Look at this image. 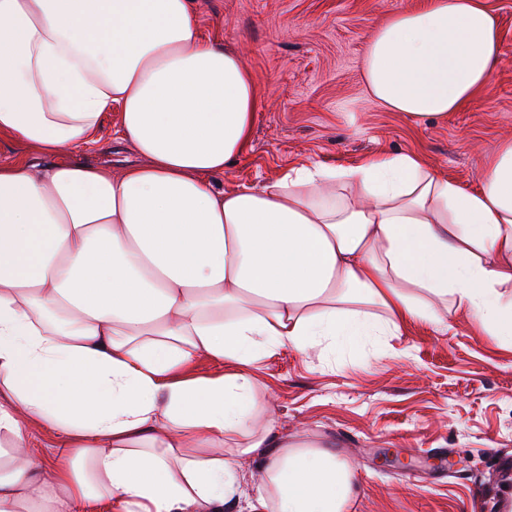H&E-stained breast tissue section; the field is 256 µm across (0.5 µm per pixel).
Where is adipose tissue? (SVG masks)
<instances>
[{"label":"adipose tissue","mask_w":512,"mask_h":512,"mask_svg":"<svg viewBox=\"0 0 512 512\" xmlns=\"http://www.w3.org/2000/svg\"><path fill=\"white\" fill-rule=\"evenodd\" d=\"M499 52L483 0H424L374 32L362 75L440 120ZM112 110L139 157L117 172L87 154ZM256 110L191 0H0V141L20 151L0 163V512H348L354 463L262 422L253 366L453 312L512 344V140L472 190L416 152L220 189ZM202 357L226 372L194 375ZM30 433V442L34 447L35 455L39 459L49 462L54 453V448H52L54 446L53 434L39 427H33Z\"/></svg>","instance_id":"ef3b65f1"}]
</instances>
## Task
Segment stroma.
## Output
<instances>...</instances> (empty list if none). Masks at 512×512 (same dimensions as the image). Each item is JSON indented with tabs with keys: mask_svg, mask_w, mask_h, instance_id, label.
<instances>
[{
	"mask_svg": "<svg viewBox=\"0 0 512 512\" xmlns=\"http://www.w3.org/2000/svg\"><path fill=\"white\" fill-rule=\"evenodd\" d=\"M423 0H194L206 38L243 52L256 86L252 138L221 187L257 186L306 160L351 165L418 152L476 188L487 155L512 138V0H484L500 54L487 91L447 119L415 122L367 93L375 29ZM253 373L282 435L335 445L355 462L350 512H502L512 480V347L458 317L448 335L413 322L359 347H283ZM389 451L410 468L384 465Z\"/></svg>",
	"mask_w": 512,
	"mask_h": 512,
	"instance_id": "35a3bbf8",
	"label": "stroma"
}]
</instances>
